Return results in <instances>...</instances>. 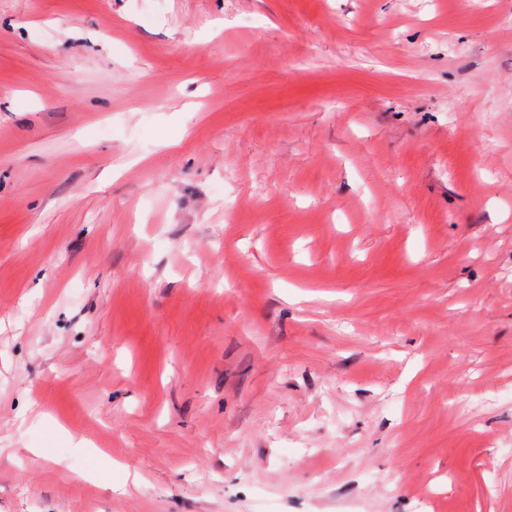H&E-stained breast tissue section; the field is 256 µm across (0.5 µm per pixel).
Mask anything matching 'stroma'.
Returning <instances> with one entry per match:
<instances>
[{
	"label": "stroma",
	"mask_w": 512,
	"mask_h": 512,
	"mask_svg": "<svg viewBox=\"0 0 512 512\" xmlns=\"http://www.w3.org/2000/svg\"><path fill=\"white\" fill-rule=\"evenodd\" d=\"M0 512H512V0H0Z\"/></svg>",
	"instance_id": "35a3bbf8"
}]
</instances>
